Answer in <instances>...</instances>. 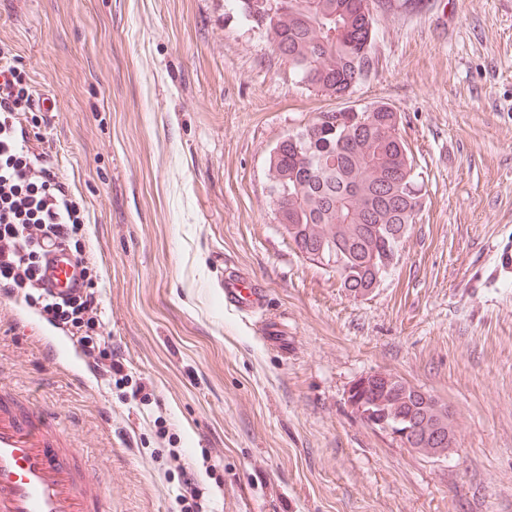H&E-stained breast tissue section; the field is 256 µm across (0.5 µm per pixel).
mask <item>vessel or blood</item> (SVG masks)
Returning <instances> with one entry per match:
<instances>
[{"instance_id":"vessel-or-blood-1","label":"vessel or blood","mask_w":512,"mask_h":512,"mask_svg":"<svg viewBox=\"0 0 512 512\" xmlns=\"http://www.w3.org/2000/svg\"><path fill=\"white\" fill-rule=\"evenodd\" d=\"M40 275L57 298L83 288L75 257L58 246L48 248ZM218 284L225 302L242 312L255 314L267 304L264 290L237 270L225 271ZM0 512H105L82 451L59 429L54 413L1 384Z\"/></svg>"}]
</instances>
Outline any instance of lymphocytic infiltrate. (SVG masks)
Masks as SVG:
<instances>
[{
    "label": "lymphocytic infiltrate",
    "instance_id": "1",
    "mask_svg": "<svg viewBox=\"0 0 512 512\" xmlns=\"http://www.w3.org/2000/svg\"><path fill=\"white\" fill-rule=\"evenodd\" d=\"M9 49L0 46V295L39 305L47 320L77 335L87 365L104 381L121 375L124 365L111 347L95 337L99 291L97 273L84 265L85 288L57 300L40 287V247L58 241L82 256V206L65 190L45 157L31 152L19 120L33 109L31 94Z\"/></svg>",
    "mask_w": 512,
    "mask_h": 512
}]
</instances>
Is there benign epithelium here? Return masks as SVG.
Segmentation results:
<instances>
[{
	"label": "benign epithelium",
	"mask_w": 512,
	"mask_h": 512,
	"mask_svg": "<svg viewBox=\"0 0 512 512\" xmlns=\"http://www.w3.org/2000/svg\"><path fill=\"white\" fill-rule=\"evenodd\" d=\"M274 211L279 224L287 227L288 196L272 194ZM411 398L417 402L418 414L414 417H393L388 406L394 396ZM345 404L350 412L364 424L385 432L409 448L430 444L436 447L437 456L447 454L453 445L449 431L450 411L447 403L407 383L400 377L373 371L352 381L345 391Z\"/></svg>",
	"instance_id": "7a95c632"
}]
</instances>
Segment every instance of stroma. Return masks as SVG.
<instances>
[{"label": "stroma", "mask_w": 512, "mask_h": 512, "mask_svg": "<svg viewBox=\"0 0 512 512\" xmlns=\"http://www.w3.org/2000/svg\"><path fill=\"white\" fill-rule=\"evenodd\" d=\"M376 72L301 83L238 0H0V44L48 112L20 121L85 214L100 334L123 382L49 365L39 308L0 297V383L51 409L106 512H512V0H382ZM401 117L423 207L367 297L277 223L270 150L318 112ZM267 291L224 303L216 262ZM388 371L445 400L441 458L352 416ZM143 387L148 400L132 394ZM196 482L197 480L194 473L186 470L182 472L181 490L177 495L179 502L182 504L181 512H199L190 511L198 507L197 499L199 492Z\"/></svg>", "instance_id": "1"}]
</instances>
